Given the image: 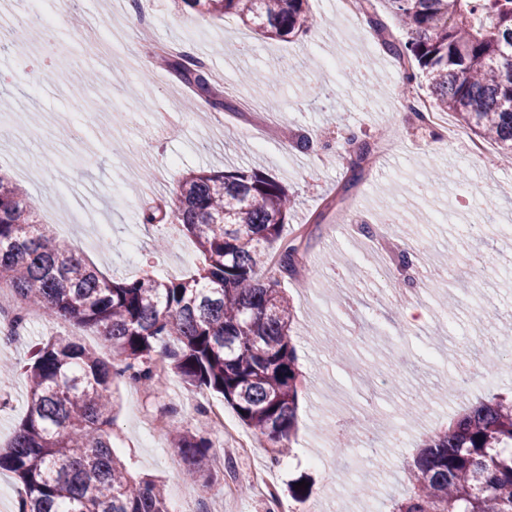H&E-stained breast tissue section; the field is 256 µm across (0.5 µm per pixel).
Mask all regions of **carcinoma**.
I'll use <instances>...</instances> for the list:
<instances>
[{
    "label": "carcinoma",
    "mask_w": 512,
    "mask_h": 512,
    "mask_svg": "<svg viewBox=\"0 0 512 512\" xmlns=\"http://www.w3.org/2000/svg\"><path fill=\"white\" fill-rule=\"evenodd\" d=\"M205 20L237 16L267 39L309 30L307 0H183ZM406 37L382 48L421 70L431 101L460 126L512 155V0H384ZM167 68L217 110L234 106L214 91L198 58L171 54ZM361 143L348 186L362 179ZM292 197L258 169L187 173L162 211L175 217L204 263L176 280L108 277L61 246L21 185L0 175V285L53 320L96 330L110 344L103 359L79 342L37 344L24 366L27 409L0 472L20 484L17 512H169L163 485L135 479L112 450L116 378L160 395L170 377L189 390L220 395L273 457L291 445L297 425L299 370L291 306L282 283L298 274L312 233L284 235ZM165 371L155 370L157 360ZM186 476L212 486L211 443L186 431L173 440ZM411 492L392 512H512V398L476 405L425 441L409 469Z\"/></svg>",
    "instance_id": "1"
}]
</instances>
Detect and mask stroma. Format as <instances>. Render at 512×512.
<instances>
[{"label": "stroma", "instance_id": "1", "mask_svg": "<svg viewBox=\"0 0 512 512\" xmlns=\"http://www.w3.org/2000/svg\"><path fill=\"white\" fill-rule=\"evenodd\" d=\"M309 9L317 26L272 41L233 17L202 20L182 0H77L63 16L55 0H14L0 14V29L28 51H0V170L26 190L63 245L117 277L193 273L194 243L178 227L141 221L145 204L170 198L186 172L251 166L286 185L294 204L285 232L306 224L314 240L302 276L284 283L302 376L297 430L280 457L276 491L295 512H336L340 503L347 512H389L409 490L408 464L435 430L478 399L512 395V236L503 231L512 226V165L499 163L494 144L470 160L468 132L446 141L404 111V74L381 46L383 35H401L402 27L384 0L375 4L381 33L339 11L337 0H309ZM144 15L153 25L147 39L139 32ZM106 22L114 40L88 50L83 32ZM147 42L179 43L223 73L219 90L233 111L188 106L187 87L144 51ZM364 59L370 71L354 78ZM169 107L181 117L173 137L156 129L157 112ZM351 130L372 139L387 133L393 149L364 165L349 189ZM300 135L311 150L296 148ZM380 216L392 219L394 241L420 257L422 275L406 304L392 290L396 271L373 263L374 244L351 231ZM465 224L484 225V237L470 240ZM448 252L457 255L456 267L442 265ZM448 292L459 303L444 320L438 298ZM409 306L422 311L420 322L405 320ZM51 336L110 355L94 330L42 315L1 342L0 364L15 372L0 381V448L26 412L23 367ZM363 364L377 367L373 386L357 371ZM113 389L114 450L135 476L162 482L170 512H178L185 464L149 419L205 430L220 446L201 414L216 395L174 380L159 398L124 379ZM415 403L422 409L406 446H363L379 424L399 423ZM343 435L350 442L341 452ZM253 445L251 457L235 461L234 477L210 469L214 490L235 482L224 512H268L252 473L270 453L263 439ZM300 479L311 492L296 502L288 485Z\"/></svg>", "mask_w": 512, "mask_h": 512}]
</instances>
